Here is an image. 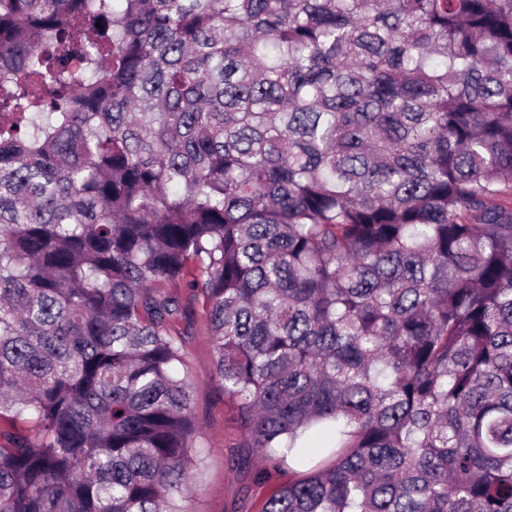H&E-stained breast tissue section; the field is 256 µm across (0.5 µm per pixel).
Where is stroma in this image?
I'll return each mask as SVG.
<instances>
[{
  "label": "stroma",
  "instance_id": "1",
  "mask_svg": "<svg viewBox=\"0 0 512 512\" xmlns=\"http://www.w3.org/2000/svg\"><path fill=\"white\" fill-rule=\"evenodd\" d=\"M184 369L196 383L194 413L201 435L197 454L200 466L192 476V512H261L265 500L288 481L284 471L257 479L261 463L245 448L234 401L225 397L214 379L215 359L203 312L188 326Z\"/></svg>",
  "mask_w": 512,
  "mask_h": 512
}]
</instances>
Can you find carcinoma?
<instances>
[{"instance_id": "cac0c4a2", "label": "carcinoma", "mask_w": 512, "mask_h": 512, "mask_svg": "<svg viewBox=\"0 0 512 512\" xmlns=\"http://www.w3.org/2000/svg\"><path fill=\"white\" fill-rule=\"evenodd\" d=\"M196 304L261 512H512V0H0V512H191Z\"/></svg>"}]
</instances>
